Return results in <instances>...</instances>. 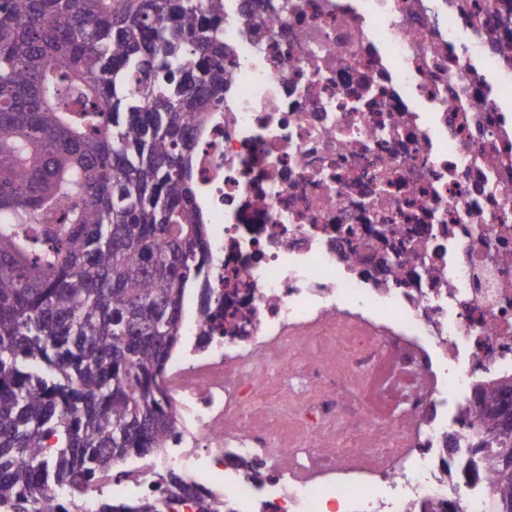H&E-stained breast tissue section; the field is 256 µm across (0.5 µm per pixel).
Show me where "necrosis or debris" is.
<instances>
[{"instance_id": "obj_1", "label": "necrosis or debris", "mask_w": 512, "mask_h": 512, "mask_svg": "<svg viewBox=\"0 0 512 512\" xmlns=\"http://www.w3.org/2000/svg\"><path fill=\"white\" fill-rule=\"evenodd\" d=\"M219 35L193 148L219 299L168 374L191 480L234 512H482L446 457L512 376V0H224Z\"/></svg>"}]
</instances>
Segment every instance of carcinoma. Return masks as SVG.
<instances>
[{"label": "carcinoma", "instance_id": "carcinoma-1", "mask_svg": "<svg viewBox=\"0 0 512 512\" xmlns=\"http://www.w3.org/2000/svg\"><path fill=\"white\" fill-rule=\"evenodd\" d=\"M224 0H0V512H226L169 471L82 493L176 440L167 376L209 246L192 146L224 93ZM512 381L467 425L485 512L512 502Z\"/></svg>", "mask_w": 512, "mask_h": 512}]
</instances>
